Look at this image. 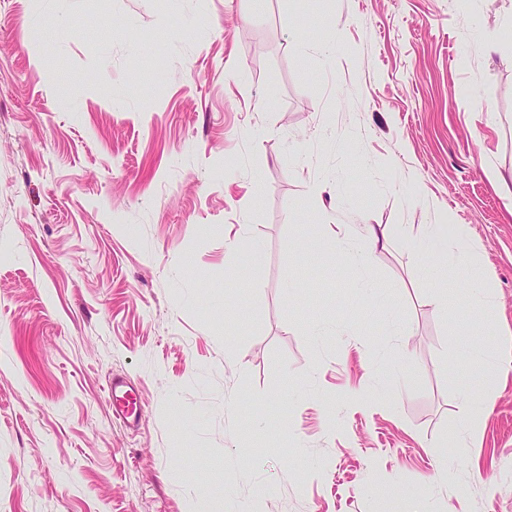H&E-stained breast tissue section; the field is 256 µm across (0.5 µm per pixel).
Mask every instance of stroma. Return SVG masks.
<instances>
[{
	"instance_id": "stroma-1",
	"label": "stroma",
	"mask_w": 512,
	"mask_h": 512,
	"mask_svg": "<svg viewBox=\"0 0 512 512\" xmlns=\"http://www.w3.org/2000/svg\"><path fill=\"white\" fill-rule=\"evenodd\" d=\"M511 17L0 0V512H512ZM462 225L485 309L423 269ZM459 360L471 366L479 367L489 373L495 367V356L483 343L474 342L459 349ZM491 398V393H486L480 398H477L472 394L463 395L458 434L452 438V444L457 443L459 439L465 442L473 440L478 436L479 429L474 410L484 408L490 402Z\"/></svg>"
}]
</instances>
